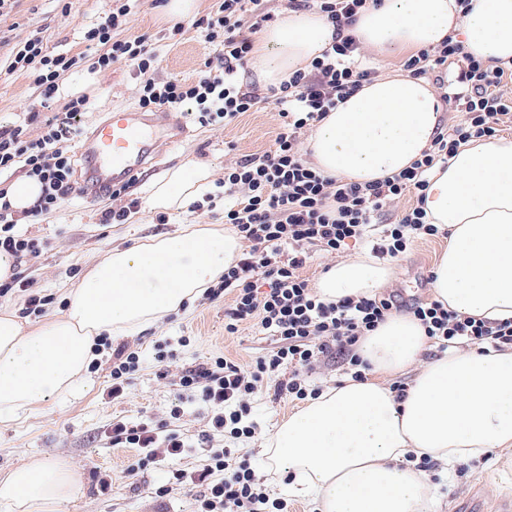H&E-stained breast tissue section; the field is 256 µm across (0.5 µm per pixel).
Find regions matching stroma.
Listing matches in <instances>:
<instances>
[{"label": "stroma", "mask_w": 512, "mask_h": 512, "mask_svg": "<svg viewBox=\"0 0 512 512\" xmlns=\"http://www.w3.org/2000/svg\"><path fill=\"white\" fill-rule=\"evenodd\" d=\"M167 0H129L126 24L115 30V38H146L157 54L156 75L163 80L194 79L206 63L215 61L219 49L207 43L193 21L214 13L217 0H198L193 18L183 19L184 32L174 35V20L163 10ZM112 0H18L9 11L0 13V126H23L27 137H37L40 126L27 123L30 108L44 107L46 113H64L71 98L84 95L88 104L76 119L78 129H86L102 112L130 107L139 102L142 76L129 63L117 61L108 68L96 67L99 47L90 45L85 34L111 12ZM41 37L48 52L64 54L78 66L62 80L56 96L42 102L34 75L25 69L9 70L12 51L28 39ZM190 135L180 146H171L158 136L163 169L148 170L119 197L85 203L77 196L60 201L50 212L24 220L31 236L41 239V256L23 264L21 271L32 290L53 296L41 315L27 317L39 325L63 314L70 292L78 286L93 263L115 246L127 247L137 241L173 231L180 224L224 225V199L213 204L190 207L170 215L149 210L147 200L154 182L166 171L190 161L207 164L214 183L224 180V168L236 161L272 150L279 132L278 110L259 104L233 123H201L193 105H185ZM137 201L128 218L120 224L104 222L105 212ZM448 239L444 236L418 240L398 257L389 259L391 274L383 295H395L410 302L433 299L431 282L434 265ZM232 295L196 300L191 308L172 313L124 340L130 350L145 360L134 373L123 398L111 400L112 351L104 349L90 373L93 388L83 396L66 401H50L43 412L0 424V471L36 457L63 461L75 471L77 490L62 506V512H198V489L177 480L175 470H198L210 462V448L235 449L239 460L255 470L262 491L288 502V512H313L301 498L288 492L277 465L270 459L269 441L281 422L299 407L298 402L277 399L270 387H262L246 400L256 424L251 437L231 439L214 434L210 447H201L199 437L210 430L211 412L194 406L178 420H171L179 378L184 369L210 356H223L250 368L258 357L273 349L272 337L256 334L253 327L240 326L236 334L224 330V312ZM173 343L174 353L156 360L159 346ZM149 417L170 422L172 429L190 446L187 455L164 466L152 464L136 472L128 467L135 449L111 446L105 436L112 421L135 423ZM425 475L439 494V512H454L460 502L480 495L486 512H500L512 503V448L495 450L488 460H471L445 472L431 462Z\"/></svg>", "instance_id": "1"}]
</instances>
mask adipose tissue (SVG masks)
Instances as JSON below:
<instances>
[{
    "label": "adipose tissue",
    "mask_w": 512,
    "mask_h": 512,
    "mask_svg": "<svg viewBox=\"0 0 512 512\" xmlns=\"http://www.w3.org/2000/svg\"><path fill=\"white\" fill-rule=\"evenodd\" d=\"M382 0L361 11L352 30L373 63L461 40L489 65L512 62V0ZM335 26L321 14L287 11L252 50L259 85H279L319 57ZM441 104L425 79L407 73L363 82L317 122L303 146L320 173L361 185L409 167L437 133ZM212 189L209 166L190 162L152 187L148 203L186 211ZM428 223L448 230L433 270L435 300L458 314L512 319V137L474 139L426 191ZM242 251L239 238L194 224L113 248L71 291L57 319L25 326L0 311V423L42 410L54 398L89 389L98 338L130 336L185 308L219 280ZM387 265L361 254L320 278L327 301L373 298ZM428 338L419 321L390 315L356 345L374 371L414 364ZM281 477L320 512H438L414 461L446 466L512 447V351L451 350L418 372L403 399L373 380H347L310 399L270 440ZM76 490L73 471L33 459L0 474L7 512H61Z\"/></svg>",
    "instance_id": "obj_1"
}]
</instances>
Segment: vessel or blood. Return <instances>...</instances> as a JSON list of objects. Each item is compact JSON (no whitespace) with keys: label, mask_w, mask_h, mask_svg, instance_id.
<instances>
[{"label":"vessel or blood","mask_w":512,"mask_h":512,"mask_svg":"<svg viewBox=\"0 0 512 512\" xmlns=\"http://www.w3.org/2000/svg\"><path fill=\"white\" fill-rule=\"evenodd\" d=\"M160 130L166 132L171 145L183 143L189 134L184 112L164 106L105 113L79 140L83 168L76 187L78 196L91 201L132 183L155 162L154 136Z\"/></svg>","instance_id":"b4317fda"}]
</instances>
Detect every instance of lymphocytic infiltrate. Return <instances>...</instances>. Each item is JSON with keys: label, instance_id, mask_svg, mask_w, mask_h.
<instances>
[{"label": "lymphocytic infiltrate", "instance_id": "obj_1", "mask_svg": "<svg viewBox=\"0 0 512 512\" xmlns=\"http://www.w3.org/2000/svg\"><path fill=\"white\" fill-rule=\"evenodd\" d=\"M268 2L220 0L216 12L199 21L206 42L218 44L222 52L217 66L191 82L156 80L152 72L157 58L144 38L113 39V31L127 21L125 0H114L111 12L85 34L88 42L105 48L97 59L99 67L124 60L144 76L139 97L142 108L192 103L201 122L224 125L264 101L278 110L281 123L274 149L224 169V221L232 225L246 248L236 264L225 268L221 281L207 291L211 299L223 292L234 296L233 306L224 314L227 333L249 324L260 335L274 337L276 345L249 370L222 356L186 368L179 379L177 403L170 411L177 418L188 405H208L213 430L234 439L250 436L255 428L244 399L259 384L272 383L279 399L318 396L310 375L322 358L332 355L344 357L353 379L365 380L369 366L355 346L397 306L391 296L321 300L301 274L313 250L333 253L349 242L369 240L374 253L393 258L415 240L437 236L438 227L427 223L424 209L428 173L437 164L447 163L461 145L494 137L502 124L512 122V98L503 92L512 81V65H486L469 54L462 41L448 38L411 55L404 68L412 76L432 79L442 89L443 100L464 113V120L438 133L412 166L384 180L361 186L322 175L306 160L300 132L324 119L373 78V69L364 64L359 43L349 32L371 0H288L291 10L324 14L336 28L335 38L308 69L295 71L288 81L260 95L243 89L238 75L250 60L254 34L274 19ZM455 61L460 68L452 80L448 65ZM76 64L74 58L47 53L42 40L36 38L16 51L11 66L34 69L39 95L47 100ZM84 105L81 98L70 101L62 117L43 119L38 112H30L29 121L43 123L35 139L26 138L20 126L0 131V173L19 166L42 185L30 216L54 209L75 190V159L66 144L76 135L74 119ZM409 193L416 198L414 206L394 223L377 224L379 212ZM7 194V187L0 186V250L27 263L41 255L43 244L20 229L18 215L5 201ZM408 311L440 348L487 343L499 351L512 349V320L463 316L437 301L411 304ZM108 439L112 446L136 449L140 461L158 465L176 459L186 448L175 430L150 420L113 423ZM181 477L204 488L202 512H261L266 504L278 512L282 505L281 499L258 491L254 470L236 462L228 448L215 450L209 465L182 472Z\"/></svg>", "mask_w": 512, "mask_h": 512}]
</instances>
